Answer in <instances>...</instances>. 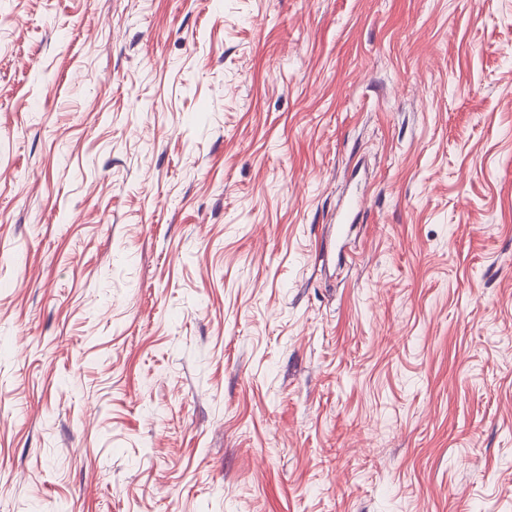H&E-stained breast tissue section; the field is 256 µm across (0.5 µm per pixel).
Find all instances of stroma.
<instances>
[{"label":"stroma","mask_w":512,"mask_h":512,"mask_svg":"<svg viewBox=\"0 0 512 512\" xmlns=\"http://www.w3.org/2000/svg\"><path fill=\"white\" fill-rule=\"evenodd\" d=\"M0 512H512V0H0Z\"/></svg>","instance_id":"stroma-1"}]
</instances>
